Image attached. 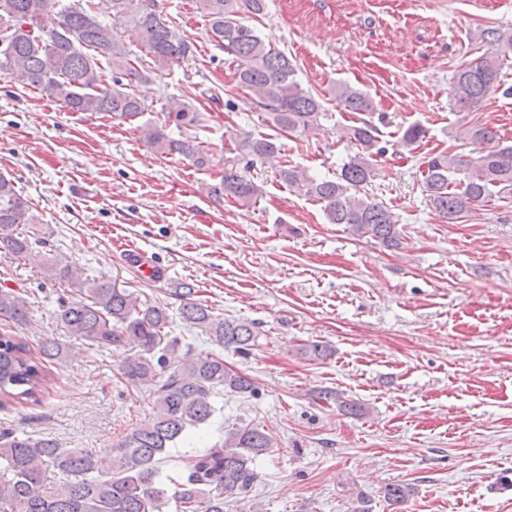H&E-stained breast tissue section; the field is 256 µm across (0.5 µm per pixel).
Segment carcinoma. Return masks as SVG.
Listing matches in <instances>:
<instances>
[{
	"label": "carcinoma",
	"mask_w": 512,
	"mask_h": 512,
	"mask_svg": "<svg viewBox=\"0 0 512 512\" xmlns=\"http://www.w3.org/2000/svg\"><path fill=\"white\" fill-rule=\"evenodd\" d=\"M195 5L207 18L211 41L236 64L238 84L270 132L246 133L216 162L193 133L203 126L205 116L189 103L174 101L162 109V123L147 121L137 129L161 157L179 155L197 168L219 166L214 195L250 205L262 193L250 177L254 165L280 151L281 137L320 132L328 113L320 97L298 82L288 56L249 24L265 14L267 0H195ZM128 37L160 67L179 65L194 54V44L164 13L160 0H0V75L47 90L70 112L103 113L134 123L148 110L137 86L152 78L129 58ZM479 38L490 49L452 76L451 106L457 112H477L499 92L512 95L503 73L504 56L512 52V31L484 29ZM334 99L340 109L357 115L341 137L354 152L333 179L296 166L281 168L279 179L293 192L320 203L329 223L345 224L359 237L396 247L401 235L394 213L363 193L379 174L376 158L386 152L384 132L372 120L373 101L347 83L336 85ZM170 125L179 137L167 132ZM425 133L421 124H410L400 143L411 146ZM455 141L471 147L469 153L432 156L423 180L429 205L450 223L468 217L476 202L494 195L512 198V145L504 144L499 130L488 122H467L456 131ZM459 173L463 179H453ZM36 223L13 179L0 173V249L25 259L34 256L32 243L18 227ZM45 266L79 294L77 300H61L60 320L70 335L98 351L130 347L145 352L127 360L122 375L150 392L152 413L104 455L65 448L52 438L1 432L0 512H169L173 503L178 512H224V494L246 493L258 480L256 463L275 444L265 430L236 427L224 442L178 456L174 478L162 474L160 463L213 416V394L222 388L251 395L254 383L213 353H187L176 371L166 373L182 338L167 337L165 308L145 306L110 281L80 280L60 258ZM195 294L189 283L175 285L183 320L207 329L226 348L247 351L257 336L255 323L219 318L197 302ZM26 316V301L0 289L1 408L39 401L53 378L49 362L60 357L51 342L43 343L36 356L12 334L11 325ZM168 483L174 485L171 494ZM410 495L411 488L403 485L385 491L393 505Z\"/></svg>",
	"instance_id": "cac0c4a2"
}]
</instances>
